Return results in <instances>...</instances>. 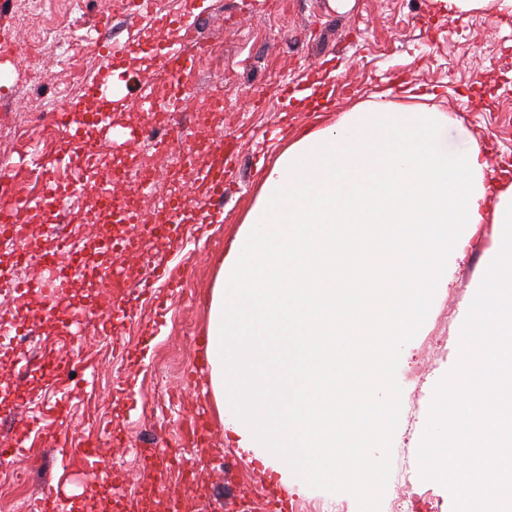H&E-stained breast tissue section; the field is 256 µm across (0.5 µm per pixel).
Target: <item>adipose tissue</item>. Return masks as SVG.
I'll use <instances>...</instances> for the list:
<instances>
[{
    "label": "adipose tissue",
    "mask_w": 512,
    "mask_h": 512,
    "mask_svg": "<svg viewBox=\"0 0 512 512\" xmlns=\"http://www.w3.org/2000/svg\"><path fill=\"white\" fill-rule=\"evenodd\" d=\"M451 123L380 99L351 108L342 125L289 139L220 261L206 328L210 398L264 468L335 479L365 444L382 446L368 415L399 407V341L492 226L484 275L462 308L460 368L434 387L436 432L419 451L436 477L453 480L457 512H512V417L490 405L512 394V343L503 341L512 336V185H500L479 140L449 155ZM340 328L363 343L352 375L359 408L341 419L317 380L335 372L336 353L304 342ZM469 441V463L449 466L450 445Z\"/></svg>",
    "instance_id": "ef3b65f1"
}]
</instances>
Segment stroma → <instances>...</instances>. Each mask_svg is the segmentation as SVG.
<instances>
[{
    "label": "stroma",
    "instance_id": "35a3bbf8",
    "mask_svg": "<svg viewBox=\"0 0 512 512\" xmlns=\"http://www.w3.org/2000/svg\"><path fill=\"white\" fill-rule=\"evenodd\" d=\"M176 2L191 15H198V4L207 7L190 42L209 57L195 75V102L223 98V113H203L201 124L211 139L239 154L224 183V221L205 223L209 194L197 182L184 184L190 220L180 238L148 245L152 262L174 271L177 288L140 293L145 268L131 264L128 295L116 309L112 293L100 291L97 281L85 283L94 313L81 337L70 327L69 300H54L46 282L14 304L9 313L25 327L16 354L27 358L28 369L17 374L0 362V437L24 439L27 451L13 463L26 485L23 499L0 495V512H39L50 487L82 512H115L132 494L156 502L188 490L201 512H275L288 502L295 512H307L311 502L329 500L344 503L347 512H390L393 475L402 466L415 492L412 512H456L451 488L429 475L415 441L432 428L426 419L432 382L457 366L462 304L482 278L490 238L472 240L452 287L428 296L418 331L403 339L394 379L400 410L384 422L387 447L367 450L384 458L385 469L365 486L358 467H346L328 484H304L237 448L208 401L205 329L218 261L260 193L262 170L287 145L281 131L343 123L353 105L382 95L452 117L449 154L466 150L476 135L489 147L492 169L512 170V25L484 10L451 21L436 0H279L275 16L272 0ZM75 14L97 40L127 43L133 74L154 70V61L138 50L157 35L148 20L113 12L103 0H79ZM0 42L12 47L0 56L2 150L10 127L55 111L62 100L81 102L82 86L71 83L54 44L34 54L26 50L20 0H0ZM324 76L334 91L327 110H285L282 87L298 92ZM65 205L92 225V235L80 242L87 265L107 264L94 251L93 234L143 245L137 230L99 212L90 192ZM57 358L67 361L68 377L52 371ZM65 384L74 398L62 413L53 405ZM89 440L108 452L112 466L108 484L99 488L90 475L66 466V449ZM145 441L177 454L147 468L129 454Z\"/></svg>",
    "mask_w": 512,
    "mask_h": 512
}]
</instances>
